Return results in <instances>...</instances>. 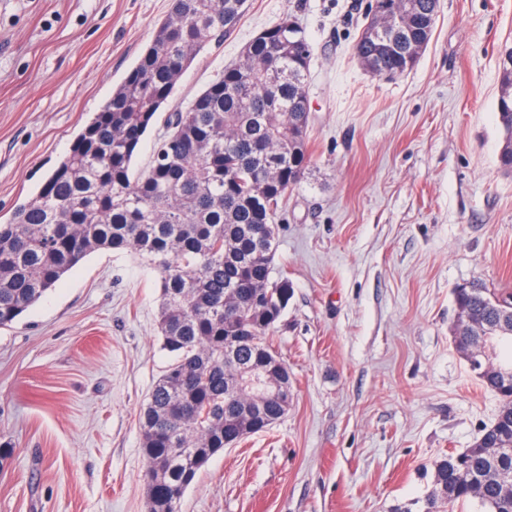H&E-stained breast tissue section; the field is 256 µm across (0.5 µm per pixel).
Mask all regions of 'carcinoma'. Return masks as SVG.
<instances>
[{
	"mask_svg": "<svg viewBox=\"0 0 512 512\" xmlns=\"http://www.w3.org/2000/svg\"><path fill=\"white\" fill-rule=\"evenodd\" d=\"M248 0H173L150 45L33 197L0 223V328L12 326L99 250H129L159 274L157 327L173 360L142 405L138 424L151 512H180L209 460L280 421L288 407L257 386L277 372L267 337L291 295L275 273L276 216L308 163L306 85L312 47L288 21L264 29L208 87L166 119L149 168L134 172L144 135L183 72L222 40ZM406 31L385 44L359 37L356 54L377 75L410 70ZM501 164L512 169V48L500 61ZM451 332L470 370L495 393V421L471 447L435 464L425 512L476 502L512 512V294L478 285L454 291ZM241 340L235 341L233 337Z\"/></svg>",
	"mask_w": 512,
	"mask_h": 512,
	"instance_id": "cac0c4a2",
	"label": "carcinoma"
}]
</instances>
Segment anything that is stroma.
Segmentation results:
<instances>
[{
	"instance_id": "stroma-1",
	"label": "stroma",
	"mask_w": 512,
	"mask_h": 512,
	"mask_svg": "<svg viewBox=\"0 0 512 512\" xmlns=\"http://www.w3.org/2000/svg\"><path fill=\"white\" fill-rule=\"evenodd\" d=\"M370 0H250L184 71L186 107L282 18L302 25L309 170L278 213L291 297L268 340L292 398L214 456L180 512H422L434 465L498 412L457 351L454 289L512 293L500 51L512 0H439L415 66L354 46ZM171 0H0V222L35 195L151 43ZM156 272L100 250L0 329V512H147L137 417L166 367Z\"/></svg>"
}]
</instances>
